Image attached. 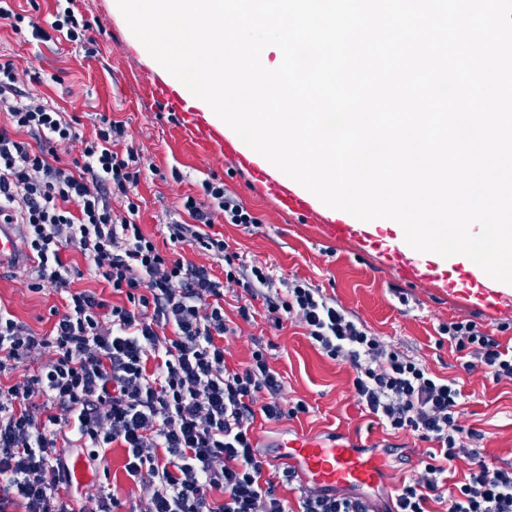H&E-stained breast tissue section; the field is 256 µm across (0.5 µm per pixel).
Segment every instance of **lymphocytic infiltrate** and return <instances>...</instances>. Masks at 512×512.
Returning a JSON list of instances; mask_svg holds the SVG:
<instances>
[{
	"mask_svg": "<svg viewBox=\"0 0 512 512\" xmlns=\"http://www.w3.org/2000/svg\"><path fill=\"white\" fill-rule=\"evenodd\" d=\"M0 0V20L34 40L88 49L92 24L75 0H55L45 21ZM14 59L0 54V219L21 220L24 244L37 257L29 269L31 291L52 285L64 300L49 332L35 333L0 307V375L48 351L50 363L22 380L0 383V512H112L113 494L91 504L62 495L70 482L68 450L104 460L108 448L127 451L125 471L142 483L141 512H291L264 476L254 435L257 417L269 421L307 413L304 402L286 408L283 384L262 351L242 368L229 367L224 338L233 331L224 316V288L236 285L263 299L273 326L300 321L312 345L354 371L358 402L393 431L433 443L421 470L396 489L386 510L356 493L300 491L301 512H512V469L489 467L465 441L462 391L396 350L320 289L292 281L273 295L268 268L238 265L237 253L213 234L215 218L244 227L259 220L210 177L203 198L183 197L190 221L168 227L171 244L188 243L224 259L223 277L164 252L136 222L135 189L143 175L140 152L122 145L120 122L100 115L92 137L79 116L26 91ZM80 143L77 157L61 150ZM124 214H115L113 198ZM76 248L94 275L125 297L111 305L94 292L73 289L79 270L65 261ZM443 334L466 353V369L481 368L495 381L512 382V349L476 323L449 322ZM464 460L463 481L442 489L447 463Z\"/></svg>",
	"mask_w": 512,
	"mask_h": 512,
	"instance_id": "1",
	"label": "lymphocytic infiltrate"
}]
</instances>
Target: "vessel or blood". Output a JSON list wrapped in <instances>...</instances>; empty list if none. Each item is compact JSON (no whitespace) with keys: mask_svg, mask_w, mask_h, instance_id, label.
<instances>
[{"mask_svg":"<svg viewBox=\"0 0 512 512\" xmlns=\"http://www.w3.org/2000/svg\"><path fill=\"white\" fill-rule=\"evenodd\" d=\"M153 97L168 109L182 113L184 131L199 148L217 152L236 159L250 173L253 180L273 197L284 213L306 215L311 213L310 201L295 192L286 182L273 178L264 163L254 156L241 155L237 144L225 137L223 131L209 121L195 107L193 101L172 83L151 81ZM324 235L334 241H356L367 247L375 245L374 234L361 224H347L339 220H327ZM387 265L403 280L425 282L439 291L447 290L448 278L440 267L413 250L393 249L386 251ZM25 266L28 259L23 254L20 237L13 225L0 224V267L5 264ZM462 306H478L492 315L512 316V289L499 287L494 281L479 282L471 290L456 294ZM282 460L293 471L296 480L321 488H366L375 490L382 484L385 472L382 461L373 454L357 451L345 444H323L309 435H298L280 448Z\"/></svg>","mask_w":512,"mask_h":512,"instance_id":"vessel-or-blood-1","label":"vessel or blood"}]
</instances>
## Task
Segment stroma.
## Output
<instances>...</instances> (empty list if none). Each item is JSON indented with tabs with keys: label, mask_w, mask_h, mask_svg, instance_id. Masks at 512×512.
I'll return each instance as SVG.
<instances>
[{
	"label": "stroma",
	"mask_w": 512,
	"mask_h": 512,
	"mask_svg": "<svg viewBox=\"0 0 512 512\" xmlns=\"http://www.w3.org/2000/svg\"><path fill=\"white\" fill-rule=\"evenodd\" d=\"M75 7L93 25V54L66 42L30 41L28 34L15 33L6 25H0V53L13 56L20 69L45 76L38 92L79 115L84 135H92L99 113L124 122L129 142L139 147L145 164L152 167L138 186V222L144 234L152 236L158 247H165L167 224L181 218V197H202V180L217 176L260 220L258 227L249 230L220 220L213 226L245 264L271 267L280 289L295 279L321 288L387 345L421 360L439 376L458 380L463 394L462 426L482 434L481 453L489 466L512 465V382H495L480 368L466 370L464 358L440 341L442 326L471 320L512 346V327H506L505 317L458 306L448 293L404 281L377 252L354 242L328 239L321 225L310 218L281 212L275 200L253 184L247 171L222 155H204L183 132L181 120L170 119L164 105L151 98L148 78L164 81L168 75L143 50L113 0H75ZM0 305L43 333L62 299L50 286L39 293L29 290L23 271L9 266L0 270ZM258 342L283 378V403L302 400L309 406L308 413L277 423L257 420L255 432L266 459L267 478H274L283 468L273 456L275 448L299 434L328 444L372 446L387 472L385 486L374 497L379 506H387L390 490L420 467L432 450L431 443L386 430L373 415L361 412L349 364L322 355L298 322H284L278 329L265 310H258L252 322L240 323L236 335L225 339L227 363L245 367ZM125 462L124 449L109 448L105 461L89 465L94 480L79 489V496L106 488L120 501L115 512H137L142 491L126 474Z\"/></svg>",
	"instance_id": "obj_1"
}]
</instances>
